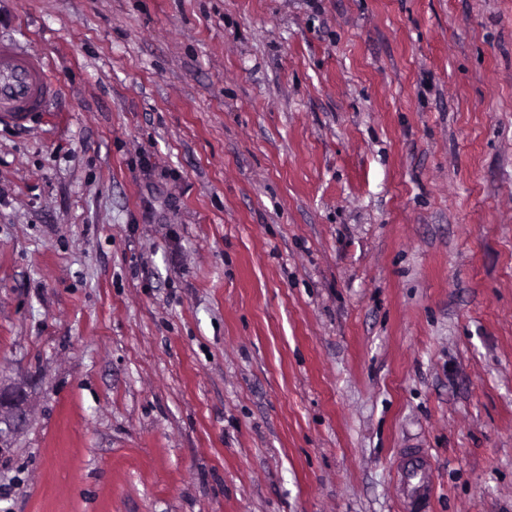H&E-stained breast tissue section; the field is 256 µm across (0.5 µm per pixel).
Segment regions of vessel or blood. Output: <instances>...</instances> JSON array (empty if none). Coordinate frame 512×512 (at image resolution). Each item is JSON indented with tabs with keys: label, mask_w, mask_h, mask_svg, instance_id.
<instances>
[{
	"label": "vessel or blood",
	"mask_w": 512,
	"mask_h": 512,
	"mask_svg": "<svg viewBox=\"0 0 512 512\" xmlns=\"http://www.w3.org/2000/svg\"><path fill=\"white\" fill-rule=\"evenodd\" d=\"M48 72L44 57L29 53L16 42H0V123L21 127L31 114L46 111L55 93ZM398 486L409 512H428L434 483L425 449L412 448L404 454Z\"/></svg>",
	"instance_id": "vessel-or-blood-1"
}]
</instances>
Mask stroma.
I'll return each instance as SVG.
<instances>
[{"mask_svg":"<svg viewBox=\"0 0 512 512\" xmlns=\"http://www.w3.org/2000/svg\"><path fill=\"white\" fill-rule=\"evenodd\" d=\"M0 512H512V0H0ZM49 64L14 41L0 42V123L24 126L32 113L45 112L55 93ZM27 421V407L20 387L5 385L0 378V450L11 447L13 435ZM398 486L410 512H428L434 492L431 463L424 448H411L402 457Z\"/></svg>","mask_w":512,"mask_h":512,"instance_id":"stroma-1","label":"stroma"}]
</instances>
